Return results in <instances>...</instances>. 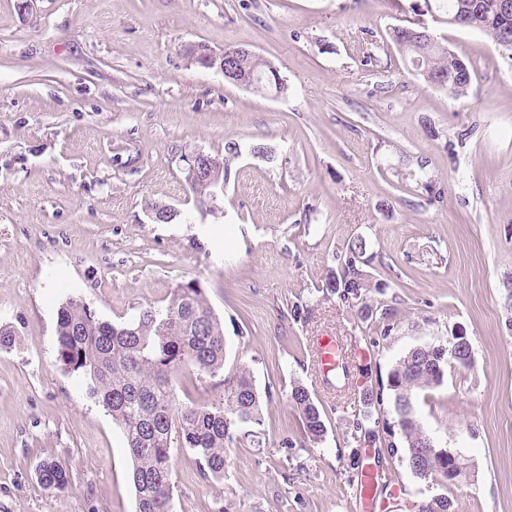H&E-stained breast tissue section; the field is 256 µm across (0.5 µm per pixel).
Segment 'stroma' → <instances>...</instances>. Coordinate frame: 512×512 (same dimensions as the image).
Returning a JSON list of instances; mask_svg holds the SVG:
<instances>
[{
    "instance_id": "35a3bbf8",
    "label": "stroma",
    "mask_w": 512,
    "mask_h": 512,
    "mask_svg": "<svg viewBox=\"0 0 512 512\" xmlns=\"http://www.w3.org/2000/svg\"><path fill=\"white\" fill-rule=\"evenodd\" d=\"M410 0H0V512H135L125 438L56 360L57 311L77 296L106 321L165 306L198 281L224 323V370L176 374L182 402L217 401L247 368L263 445L232 450L222 478L172 451L174 512H361L352 423L360 390L411 349L467 337L469 367L414 399L467 476L456 512H512V60L483 33L436 29L468 65L464 95L428 85L390 41ZM375 43L374 61L363 58ZM248 48L288 85L276 95L225 83L187 46ZM242 155L224 210H199L184 157ZM275 148L268 163L255 144ZM435 179L441 200L419 188ZM179 217L155 224L148 209ZM362 237L396 311L389 336L320 287ZM310 308L294 321L293 305ZM339 337L351 378L328 388L315 351ZM327 433L301 442L294 383ZM69 471L38 484L45 459ZM378 497L414 512L439 494L405 452L383 462Z\"/></svg>"
}]
</instances>
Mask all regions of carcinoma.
Masks as SVG:
<instances>
[{
  "label": "carcinoma",
  "instance_id": "carcinoma-1",
  "mask_svg": "<svg viewBox=\"0 0 512 512\" xmlns=\"http://www.w3.org/2000/svg\"><path fill=\"white\" fill-rule=\"evenodd\" d=\"M430 4L429 30L448 25L446 18L456 12L464 27L489 36L512 60V7L505 8V0H430ZM417 31L411 19L393 27L389 36L424 82L440 87L451 77L457 85L455 94H464L471 82L468 65L438 37L417 38L413 36ZM236 53L235 48L224 49L232 70L260 79L275 74L259 55L238 59ZM239 156L240 145L230 141L224 145V155L211 159L224 164L228 178ZM374 260L367 240H351L336 255V268L327 274L322 292L357 309L361 321L374 320L379 335L388 336L395 329V313L371 298V293L383 295L388 288L370 271ZM194 284L191 280L178 285L165 307H149L130 323L97 318L79 297L68 298L58 309L57 360L81 375L87 396L101 404L122 430L132 462L136 512H173L172 449H190L202 472L222 477L230 449L263 444L260 396L249 370L239 368L224 378L222 397L216 403L185 404L179 398L175 373L182 364L190 362L206 374L224 369V328L203 289ZM447 367L448 357L439 356L433 346H418L395 363L387 385L360 392L366 406L392 403L411 468L421 479L445 488L448 464L438 455L441 448L431 454L423 448L429 435L417 419L413 398L440 384ZM290 397L299 412L304 439L322 442L326 426L310 392L296 383ZM351 435L358 447L367 442L379 457L398 452L399 446L381 440L376 430L360 422L353 424ZM38 479L47 488H61L68 475L58 463L44 461Z\"/></svg>",
  "mask_w": 512,
  "mask_h": 512
}]
</instances>
